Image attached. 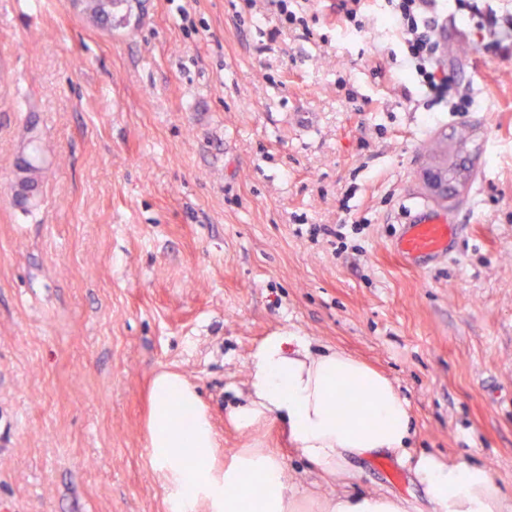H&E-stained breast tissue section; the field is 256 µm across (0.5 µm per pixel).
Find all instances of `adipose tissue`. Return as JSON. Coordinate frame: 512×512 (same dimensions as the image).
Instances as JSON below:
<instances>
[{
    "label": "adipose tissue",
    "instance_id": "1",
    "mask_svg": "<svg viewBox=\"0 0 512 512\" xmlns=\"http://www.w3.org/2000/svg\"><path fill=\"white\" fill-rule=\"evenodd\" d=\"M247 395L231 414L237 427L286 421L292 448L322 472L334 475L348 456L392 453L411 464L433 512H503L497 476L460 460L443 462L431 454L412 455L410 405L390 379L338 350L312 352L301 337H267L249 356ZM363 395L361 414L343 419L335 409L346 390ZM216 440L194 390L178 375L153 380L148 448L150 461L170 486L172 512H194L207 500L211 512H291L276 457L248 449L235 454L224 470L210 463ZM197 456H187V449ZM324 512H406L402 500L385 494L339 495Z\"/></svg>",
    "mask_w": 512,
    "mask_h": 512
}]
</instances>
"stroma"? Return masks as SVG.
<instances>
[{
    "label": "stroma",
    "instance_id": "obj_1",
    "mask_svg": "<svg viewBox=\"0 0 512 512\" xmlns=\"http://www.w3.org/2000/svg\"><path fill=\"white\" fill-rule=\"evenodd\" d=\"M336 3L312 0L305 38L266 0H140L112 32L55 0H0V512H170L148 450L161 372L199 392L215 470L255 448L279 456L298 512L339 493L430 512L393 456L326 475L281 421L236 427L248 357L276 333L388 377L411 453L491 468L512 512V56L451 36L474 103L427 112L385 53V0L359 34ZM460 121L478 135L453 161L477 158L476 185L445 202L427 175L448 161L423 148ZM412 193L463 225L455 259L416 271L391 252Z\"/></svg>",
    "mask_w": 512,
    "mask_h": 512
}]
</instances>
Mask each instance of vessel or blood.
<instances>
[{"label":"vessel or blood","instance_id":"b4317fda","mask_svg":"<svg viewBox=\"0 0 512 512\" xmlns=\"http://www.w3.org/2000/svg\"><path fill=\"white\" fill-rule=\"evenodd\" d=\"M411 201L415 213L410 223L402 225L393 245L394 253L414 268L452 259L451 244L458 232L457 225L436 215L424 196H412Z\"/></svg>","mask_w":512,"mask_h":512}]
</instances>
